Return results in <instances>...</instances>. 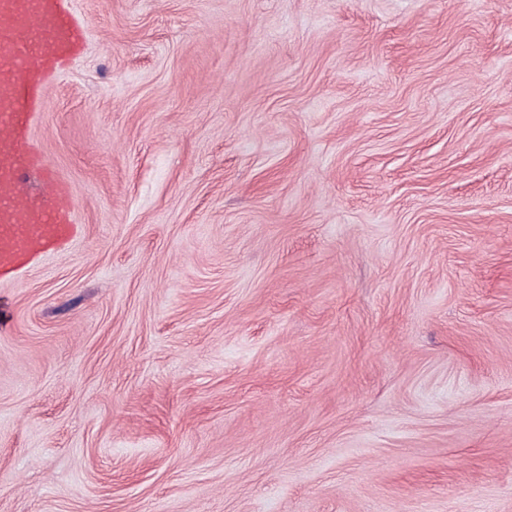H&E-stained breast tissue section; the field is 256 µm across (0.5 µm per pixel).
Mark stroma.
<instances>
[{"label":"stroma","mask_w":512,"mask_h":512,"mask_svg":"<svg viewBox=\"0 0 512 512\" xmlns=\"http://www.w3.org/2000/svg\"><path fill=\"white\" fill-rule=\"evenodd\" d=\"M70 5L0 512H512V0Z\"/></svg>","instance_id":"obj_1"}]
</instances>
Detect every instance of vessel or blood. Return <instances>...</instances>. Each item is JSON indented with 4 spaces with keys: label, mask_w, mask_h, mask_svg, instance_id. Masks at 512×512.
I'll list each match as a JSON object with an SVG mask.
<instances>
[{
    "label": "vessel or blood",
    "mask_w": 512,
    "mask_h": 512,
    "mask_svg": "<svg viewBox=\"0 0 512 512\" xmlns=\"http://www.w3.org/2000/svg\"><path fill=\"white\" fill-rule=\"evenodd\" d=\"M85 26L67 0H0V281L65 250L78 226L72 189L48 169L32 137L46 91L80 53ZM43 192L30 196L32 174Z\"/></svg>",
    "instance_id": "vessel-or-blood-1"
}]
</instances>
